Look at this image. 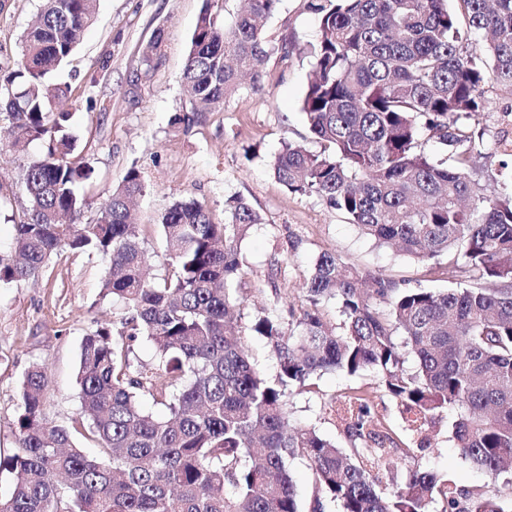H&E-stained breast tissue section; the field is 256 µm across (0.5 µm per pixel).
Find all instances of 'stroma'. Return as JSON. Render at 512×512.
I'll return each mask as SVG.
<instances>
[{"instance_id": "35a3bbf8", "label": "stroma", "mask_w": 512, "mask_h": 512, "mask_svg": "<svg viewBox=\"0 0 512 512\" xmlns=\"http://www.w3.org/2000/svg\"><path fill=\"white\" fill-rule=\"evenodd\" d=\"M41 5L42 0H0V82L21 55L22 37ZM202 6L203 0H97L94 21L60 75L70 87L77 151L94 170L83 188L87 217H95L127 169L137 167L145 182L135 205L140 238L151 256L152 275L161 279L170 268L157 218L168 205L193 197L220 222L225 201L244 198L263 218L242 243L244 275L233 289L246 322L264 311L285 319L307 308L305 276L324 252L403 287L435 292L465 287V280H448L440 271L381 246L317 197L291 194L274 177L272 163L286 143L321 149L301 110L311 70L305 49L320 33L319 19L307 10L306 0H281L265 23L267 40L286 36L295 42L287 60L271 56L259 82L245 83L223 108L203 113L188 127L173 124L187 103L183 71ZM156 36L161 45L149 69L142 51ZM485 90L489 110L470 123L469 178L508 192L512 155L503 143L512 141V91L491 84ZM44 151L40 141L30 143L26 152L13 151L9 122L0 120L2 254L9 252L14 237L11 217L26 204L22 170ZM107 265L102 255L68 250L51 261L38 281L0 284L1 457L16 451L20 386L32 365L46 369L51 417L61 424L76 418L82 340L95 322L116 326L124 314L120 302L102 294ZM357 389L371 397L372 429L409 451L408 457L394 459L392 481H403L410 470L419 469L462 489L489 483L502 496L512 495V474L490 479L455 448L451 418L410 430L376 374L336 371L311 377L306 389L287 394L289 420L315 428L338 447H349L335 400Z\"/></svg>"}]
</instances>
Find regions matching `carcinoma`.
I'll return each mask as SVG.
<instances>
[{
	"mask_svg": "<svg viewBox=\"0 0 512 512\" xmlns=\"http://www.w3.org/2000/svg\"><path fill=\"white\" fill-rule=\"evenodd\" d=\"M230 29L224 0H205L184 68L189 114L213 112L256 79L273 52L263 20L280 0H247ZM307 0L320 17L310 46L312 77L302 100L309 130L324 143L313 153L286 145L273 174L291 193L316 196L381 244L421 263L447 258L461 290L402 288L380 273L323 253L304 285L310 306L291 327L274 314L249 324L234 314L240 247L262 217L231 197L224 223L195 199L172 202L159 217L172 274L146 276L130 203L144 189L132 166L96 218L83 220L77 187L92 168L74 156L68 90L53 83L91 25L95 0H43L17 69L0 95L12 147L42 140L46 152L23 169L27 205L14 225L11 253L0 256V282L39 277L69 249L108 258L106 294L125 304L120 339L100 322L80 348L81 422L100 457L77 446L73 425L46 412L48 377L30 368L21 383L16 452L0 467L14 475L0 512H302L288 459L304 457L318 490L340 512H512L490 491L438 484L413 470L383 496V467L408 454L367 430L370 399L338 400L355 444L346 450L313 428L288 423L286 394L313 374L373 371L413 424L452 412L455 446L491 477L512 473V192L471 182L469 157L434 162L421 134L458 149L471 141L467 120L486 111L485 86L512 88V0ZM336 300L344 332L323 321ZM259 336L277 361L272 377L250 361L246 336ZM149 339L164 377L130 359V343ZM415 366L404 368L407 358ZM149 396L164 406L142 408Z\"/></svg>",
	"mask_w": 512,
	"mask_h": 512,
	"instance_id": "cac0c4a2",
	"label": "carcinoma"
}]
</instances>
